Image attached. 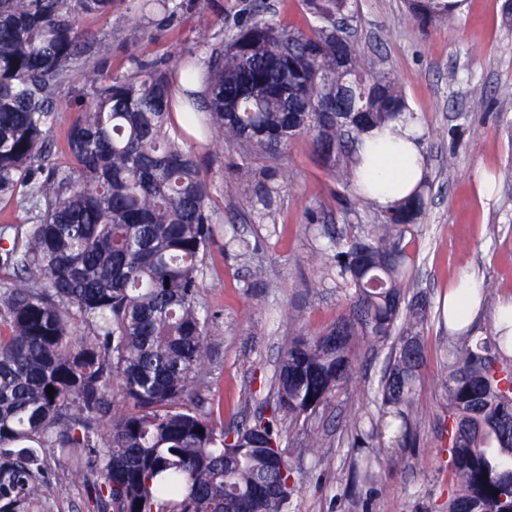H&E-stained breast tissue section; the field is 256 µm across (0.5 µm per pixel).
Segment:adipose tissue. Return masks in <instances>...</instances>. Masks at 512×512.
<instances>
[{
	"instance_id": "adipose-tissue-1",
	"label": "adipose tissue",
	"mask_w": 512,
	"mask_h": 512,
	"mask_svg": "<svg viewBox=\"0 0 512 512\" xmlns=\"http://www.w3.org/2000/svg\"><path fill=\"white\" fill-rule=\"evenodd\" d=\"M423 128L417 117L404 116L394 128L371 133L362 153L366 164L360 179L365 199L387 210L400 203L426 174L422 146ZM482 307V289L471 277H460L443 300V316L457 334L471 332Z\"/></svg>"
}]
</instances>
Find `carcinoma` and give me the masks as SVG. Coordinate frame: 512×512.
<instances>
[{
	"label": "carcinoma",
	"instance_id": "1",
	"mask_svg": "<svg viewBox=\"0 0 512 512\" xmlns=\"http://www.w3.org/2000/svg\"><path fill=\"white\" fill-rule=\"evenodd\" d=\"M305 2L315 21L306 32L256 6L215 43L203 90H185L183 121L193 129L204 112L211 141L269 159L309 136L344 203L357 145L409 106L336 29L354 17L353 0ZM410 7L422 20L452 16L442 0ZM111 11L112 0H0V197L21 191L29 204L26 228L0 250L15 273L0 283V512H47L48 450L72 476L95 477L94 512H249L258 495L261 512H289L297 478L281 420L330 401L353 378L360 344L390 345L378 394L397 409L400 447L417 443L429 305L407 297L403 241L426 207L424 189L363 233L332 240L348 307L282 351L270 416L215 424L192 404L209 361L210 315L197 293L218 217L171 123V74L136 58L122 76L86 69L67 137L72 165L43 174L58 88L77 64H102L112 50L80 19ZM277 195L263 184L255 203L268 211ZM502 341L469 336L448 350V512H512V361ZM382 425L356 428L354 446L374 447Z\"/></svg>",
	"mask_w": 512,
	"mask_h": 512
}]
</instances>
